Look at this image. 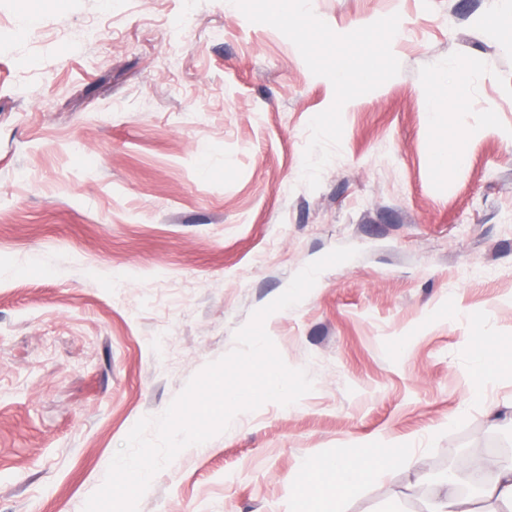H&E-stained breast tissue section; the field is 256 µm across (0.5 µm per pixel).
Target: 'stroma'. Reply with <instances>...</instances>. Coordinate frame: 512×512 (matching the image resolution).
Segmentation results:
<instances>
[{"label": "stroma", "instance_id": "stroma-1", "mask_svg": "<svg viewBox=\"0 0 512 512\" xmlns=\"http://www.w3.org/2000/svg\"><path fill=\"white\" fill-rule=\"evenodd\" d=\"M312 9L339 34L399 14L401 64L344 105L314 190L334 88L230 0H0V512H83L135 423L342 246L358 256L265 322L313 390L181 451L138 512H297L307 457L373 442L418 467L316 512H427L448 473L512 460V372L478 398L468 378L475 337L512 336V45L488 34L512 0ZM458 59L457 110L428 122ZM458 129L461 167H438Z\"/></svg>", "mask_w": 512, "mask_h": 512}]
</instances>
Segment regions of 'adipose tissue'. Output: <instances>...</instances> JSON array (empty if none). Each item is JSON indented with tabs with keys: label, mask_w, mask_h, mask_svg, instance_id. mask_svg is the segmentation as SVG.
Here are the masks:
<instances>
[{
	"label": "adipose tissue",
	"mask_w": 512,
	"mask_h": 512,
	"mask_svg": "<svg viewBox=\"0 0 512 512\" xmlns=\"http://www.w3.org/2000/svg\"><path fill=\"white\" fill-rule=\"evenodd\" d=\"M477 363L471 372L472 390L481 393L494 368L512 364V336L494 341H480L476 348ZM408 452L395 445L374 444L355 449L347 455L310 459L304 466L309 481L299 486L301 501L317 499L322 488L334 489L337 495L349 498L360 494L372 479L388 477L397 465L410 464Z\"/></svg>",
	"instance_id": "ef3b65f1"
}]
</instances>
